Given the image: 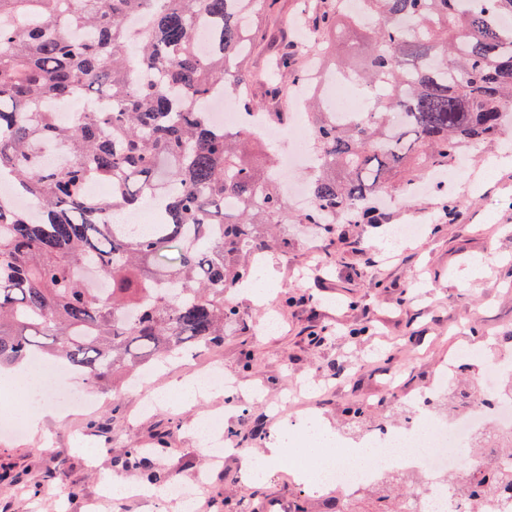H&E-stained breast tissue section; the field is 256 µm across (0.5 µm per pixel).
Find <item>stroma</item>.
I'll return each instance as SVG.
<instances>
[{"instance_id": "stroma-1", "label": "stroma", "mask_w": 512, "mask_h": 512, "mask_svg": "<svg viewBox=\"0 0 512 512\" xmlns=\"http://www.w3.org/2000/svg\"><path fill=\"white\" fill-rule=\"evenodd\" d=\"M502 153L497 145L471 149L461 160L463 185L404 199L388 223L340 224L332 235L310 224L286 225L287 247L263 254L259 266L276 282L269 300L278 330L261 334L264 307L237 293L230 301L239 323L203 357L237 379L234 400L212 391L188 406L145 413L139 391L129 389L117 399L102 394L90 412L44 415L35 430L0 429V464L42 488L37 498L0 489V504L8 512H56L62 501L70 512H161L146 497L96 496L111 478L141 484L137 470L114 462L139 446L154 449V463L181 480L208 471L209 493L222 494L239 512H291L300 488L282 470L247 487L241 482L247 457L261 456L279 427L270 404L287 388L314 385L309 400L334 428L352 432L382 419L402 428L408 396L425 391L449 356L512 330V164L479 178L485 160ZM407 222L425 225L424 234L396 248L386 245L390 227ZM476 261L483 272L474 280ZM393 372L400 375L396 392L385 387ZM213 410L245 434L254 420L264 425L247 453L227 456L214 470L195 434ZM163 432L170 433L172 449L159 453Z\"/></svg>"}]
</instances>
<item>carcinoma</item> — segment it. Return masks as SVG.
Here are the masks:
<instances>
[{
	"instance_id": "cac0c4a2",
	"label": "carcinoma",
	"mask_w": 512,
	"mask_h": 512,
	"mask_svg": "<svg viewBox=\"0 0 512 512\" xmlns=\"http://www.w3.org/2000/svg\"><path fill=\"white\" fill-rule=\"evenodd\" d=\"M365 0L376 19L355 71L336 46L338 26L359 22L343 0L303 16L301 51L289 30L258 26L278 0H0V174L35 213L0 195V369L54 357L92 389H114L132 372L186 348L224 341L238 309L229 290L255 276L250 259L275 242L276 224L379 223V196L412 193L417 178L457 164L471 146L498 141L512 114V0ZM147 13L133 32L126 19ZM92 29L77 41L72 32ZM209 50H196L199 31ZM270 50L268 104L281 83L305 75L314 54L362 81L351 123L309 113L315 169L311 208L293 214L270 145L248 125H211L219 90L250 112L244 62L258 38ZM135 55L142 71L128 68ZM107 98L109 112L62 123L46 109L77 93ZM54 148L68 161L44 159ZM109 193L89 196L86 185ZM151 209L139 229L128 213ZM116 464L148 467L142 448ZM466 471L461 481L512 493V469ZM357 512H390L389 497Z\"/></svg>"
}]
</instances>
